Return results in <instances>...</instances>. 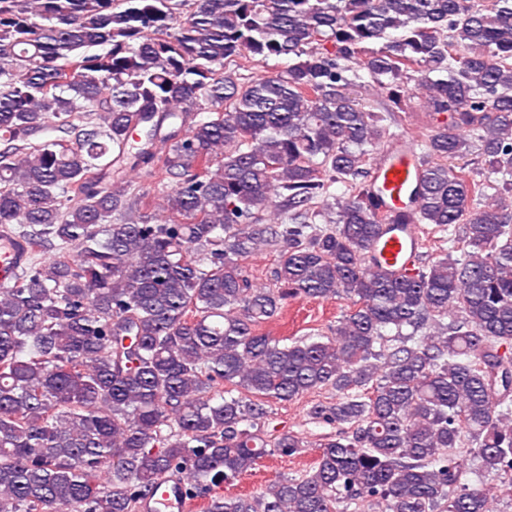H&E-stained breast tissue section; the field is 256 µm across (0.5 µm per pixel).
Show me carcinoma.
Listing matches in <instances>:
<instances>
[{
	"label": "carcinoma",
	"mask_w": 512,
	"mask_h": 512,
	"mask_svg": "<svg viewBox=\"0 0 512 512\" xmlns=\"http://www.w3.org/2000/svg\"><path fill=\"white\" fill-rule=\"evenodd\" d=\"M413 72L446 120L390 216L366 165ZM387 224L458 235L397 274L369 261ZM0 228L56 251L0 289V512H135L174 472L205 512L512 500V0H0ZM262 247L273 288L244 266ZM299 298L351 306L329 336L256 331ZM323 388L309 470L216 492L299 455L258 426Z\"/></svg>",
	"instance_id": "obj_1"
}]
</instances>
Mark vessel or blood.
<instances>
[{"label": "vessel or blood", "instance_id": "obj_1", "mask_svg": "<svg viewBox=\"0 0 512 512\" xmlns=\"http://www.w3.org/2000/svg\"><path fill=\"white\" fill-rule=\"evenodd\" d=\"M422 168L413 143L401 140L375 166L371 188L379 197L384 211L395 214L405 211L411 188L421 177ZM423 239L417 225L396 224L376 243L372 254L381 266L394 272H414L419 263ZM28 243L0 230V286L12 282L29 260ZM187 481L175 473L163 483L160 496L141 498L137 512H191L193 502L187 496Z\"/></svg>", "mask_w": 512, "mask_h": 512}]
</instances>
